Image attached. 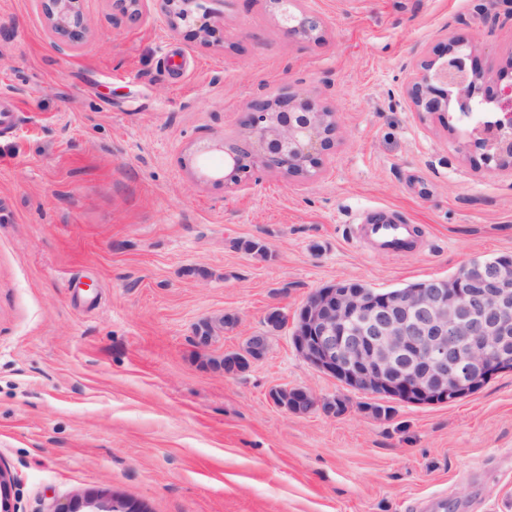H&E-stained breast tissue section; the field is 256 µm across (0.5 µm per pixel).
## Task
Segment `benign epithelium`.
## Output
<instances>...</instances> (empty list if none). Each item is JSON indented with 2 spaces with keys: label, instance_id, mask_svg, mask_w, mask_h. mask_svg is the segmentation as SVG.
<instances>
[{
  "label": "benign epithelium",
  "instance_id": "7a95c632",
  "mask_svg": "<svg viewBox=\"0 0 512 512\" xmlns=\"http://www.w3.org/2000/svg\"><path fill=\"white\" fill-rule=\"evenodd\" d=\"M56 51L84 44L88 27L83 0H37ZM141 0H113L123 17L139 16ZM174 33L197 27L206 39L217 32V0H154ZM288 36L318 39L326 27L305 0H269ZM453 37L438 58L422 60L402 93L415 111L434 115L457 106L461 117L481 112L460 147L481 151L485 164L512 167V82L483 94L485 73ZM314 91L281 87L247 101L235 135L224 139V165L203 167L202 178L226 190L248 184L258 170L293 182L317 176L338 145L336 110L316 106ZM292 341L315 370L385 402L453 403L485 380L512 369V258L465 264L448 285L435 280L398 292L319 288L300 308ZM268 336L253 335L236 352L243 366L262 360ZM270 397L294 414L320 410L336 415V398L319 399L301 388L280 387Z\"/></svg>",
  "mask_w": 512,
  "mask_h": 512
}]
</instances>
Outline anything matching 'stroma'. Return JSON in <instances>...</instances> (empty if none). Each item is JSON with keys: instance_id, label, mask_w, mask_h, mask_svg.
<instances>
[{"instance_id": "35a3bbf8", "label": "stroma", "mask_w": 512, "mask_h": 512, "mask_svg": "<svg viewBox=\"0 0 512 512\" xmlns=\"http://www.w3.org/2000/svg\"><path fill=\"white\" fill-rule=\"evenodd\" d=\"M319 40L285 35L268 0H218L213 37L172 34L84 0V46L59 55L35 0H0V466L13 512H512V372L457 402L376 398L309 366L292 325L264 360L215 364L345 280L388 290L512 253V169L460 151L457 112L422 116L400 90L420 59L472 35L494 88L512 22L480 34L473 0H306ZM291 84L336 109L315 178L203 180L259 93ZM415 225L390 254L373 214ZM259 242L263 253L245 250ZM232 315L208 349L194 329ZM267 331V330H266ZM277 387L347 395L297 416Z\"/></svg>"}]
</instances>
